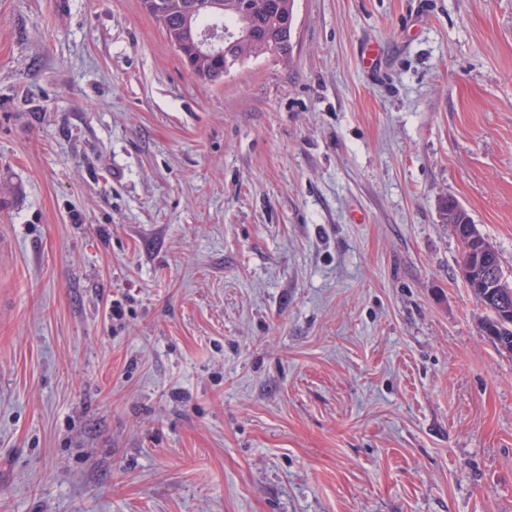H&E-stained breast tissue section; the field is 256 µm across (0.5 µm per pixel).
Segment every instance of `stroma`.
<instances>
[{
    "label": "stroma",
    "mask_w": 512,
    "mask_h": 512,
    "mask_svg": "<svg viewBox=\"0 0 512 512\" xmlns=\"http://www.w3.org/2000/svg\"><path fill=\"white\" fill-rule=\"evenodd\" d=\"M294 20L211 83L140 0H0V512H512L439 212L512 278V0Z\"/></svg>",
    "instance_id": "35a3bbf8"
}]
</instances>
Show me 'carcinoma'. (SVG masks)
Listing matches in <instances>:
<instances>
[{"label":"carcinoma","instance_id":"obj_1","mask_svg":"<svg viewBox=\"0 0 512 512\" xmlns=\"http://www.w3.org/2000/svg\"><path fill=\"white\" fill-rule=\"evenodd\" d=\"M224 13L215 17L200 7L199 0H167L159 12L158 0H141L143 9L156 20L169 43L181 44L185 65L198 78L216 82L224 78V59L194 53L196 30L217 19L222 26H245L251 36L241 41L239 55L246 61L271 52L284 35L294 0H223ZM443 220L451 225L461 245L460 268L475 274L466 281L477 302L487 313L483 328L498 351L512 354V282L505 275L499 253L487 257L472 240L473 220L453 199L444 201Z\"/></svg>","mask_w":512,"mask_h":512}]
</instances>
